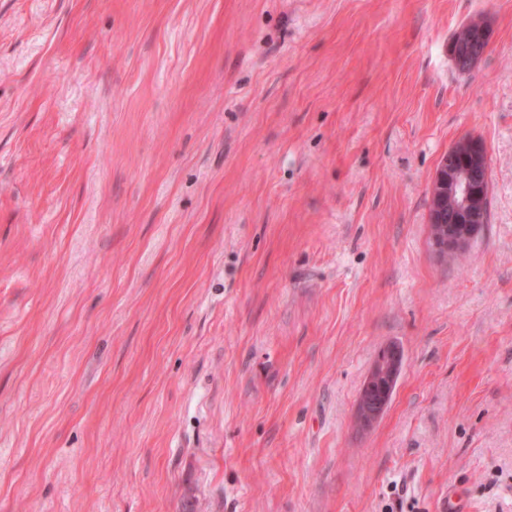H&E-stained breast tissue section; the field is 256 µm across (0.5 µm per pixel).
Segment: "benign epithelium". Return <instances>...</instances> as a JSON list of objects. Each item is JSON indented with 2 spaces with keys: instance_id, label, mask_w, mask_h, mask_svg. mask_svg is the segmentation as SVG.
<instances>
[{
  "instance_id": "7a95c632",
  "label": "benign epithelium",
  "mask_w": 512,
  "mask_h": 512,
  "mask_svg": "<svg viewBox=\"0 0 512 512\" xmlns=\"http://www.w3.org/2000/svg\"><path fill=\"white\" fill-rule=\"evenodd\" d=\"M462 33L481 43L491 38L483 21L468 23ZM488 149L473 135L458 139L439 162L431 188L430 241L443 259L466 250L488 219ZM403 353L388 345L380 350L361 389L355 415L359 426L371 428L388 409L401 373Z\"/></svg>"
}]
</instances>
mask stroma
I'll use <instances>...</instances> for the list:
<instances>
[{"instance_id": "1", "label": "stroma", "mask_w": 512, "mask_h": 512, "mask_svg": "<svg viewBox=\"0 0 512 512\" xmlns=\"http://www.w3.org/2000/svg\"><path fill=\"white\" fill-rule=\"evenodd\" d=\"M466 134L489 218L442 261ZM452 493L512 512V0H0V512ZM488 180V149L477 136L461 137L440 160L430 206V241L439 258L466 250L482 232L489 211ZM402 364L403 353L396 345L380 350L356 404L355 415L362 429H370L388 409Z\"/></svg>"}]
</instances>
